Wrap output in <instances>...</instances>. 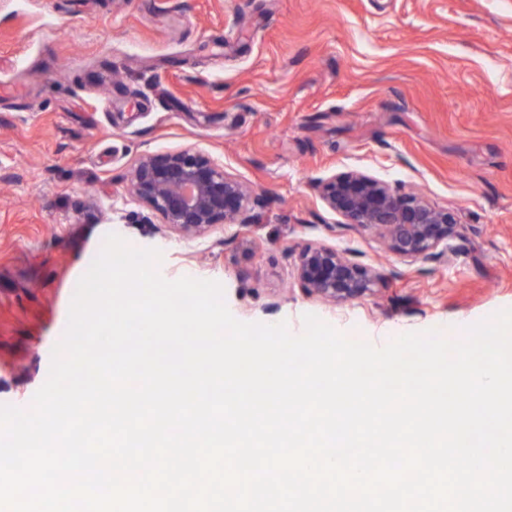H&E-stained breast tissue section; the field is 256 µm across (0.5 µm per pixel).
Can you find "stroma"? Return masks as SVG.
Instances as JSON below:
<instances>
[{
  "label": "stroma",
  "mask_w": 512,
  "mask_h": 512,
  "mask_svg": "<svg viewBox=\"0 0 512 512\" xmlns=\"http://www.w3.org/2000/svg\"><path fill=\"white\" fill-rule=\"evenodd\" d=\"M186 148L264 195L250 227L184 237L126 193ZM349 170L453 211L447 257L341 230L317 184ZM111 233L242 322L459 339L512 308V0H0V404L30 406ZM313 244L382 282L324 304L295 275Z\"/></svg>",
  "instance_id": "35a3bbf8"
}]
</instances>
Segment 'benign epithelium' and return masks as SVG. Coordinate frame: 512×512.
<instances>
[{
    "label": "benign epithelium",
    "instance_id": "benign-epithelium-1",
    "mask_svg": "<svg viewBox=\"0 0 512 512\" xmlns=\"http://www.w3.org/2000/svg\"><path fill=\"white\" fill-rule=\"evenodd\" d=\"M327 208L343 225L371 232L403 259L425 260L448 252L459 234L453 212L417 195L402 193L380 177L354 170L317 184ZM127 192L156 213L174 232L195 237L222 225L247 227L265 204L209 154L193 149L141 155ZM295 274L313 295L334 303L361 297L381 281L374 268L360 265L325 245L298 255Z\"/></svg>",
    "mask_w": 512,
    "mask_h": 512
}]
</instances>
